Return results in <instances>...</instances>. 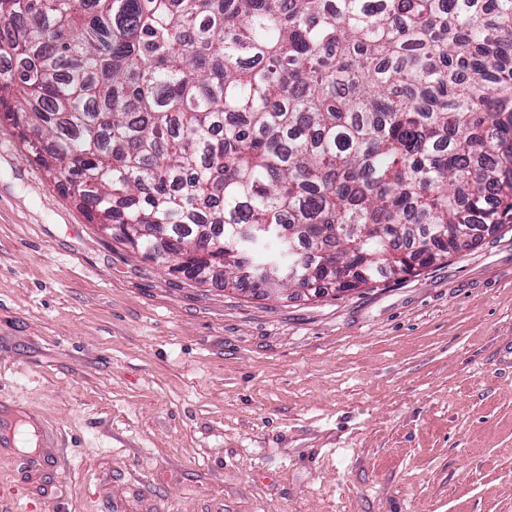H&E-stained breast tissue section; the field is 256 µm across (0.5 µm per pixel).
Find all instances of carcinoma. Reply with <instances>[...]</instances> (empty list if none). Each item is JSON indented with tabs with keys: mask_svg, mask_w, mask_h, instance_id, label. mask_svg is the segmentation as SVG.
Here are the masks:
<instances>
[{
	"mask_svg": "<svg viewBox=\"0 0 512 512\" xmlns=\"http://www.w3.org/2000/svg\"><path fill=\"white\" fill-rule=\"evenodd\" d=\"M0 98L86 215L224 227L238 288L415 274L512 223V0H0Z\"/></svg>",
	"mask_w": 512,
	"mask_h": 512,
	"instance_id": "1",
	"label": "carcinoma"
}]
</instances>
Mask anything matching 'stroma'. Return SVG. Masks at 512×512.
I'll list each match as a JSON object with an SVG mask.
<instances>
[{
	"label": "stroma",
	"mask_w": 512,
	"mask_h": 512,
	"mask_svg": "<svg viewBox=\"0 0 512 512\" xmlns=\"http://www.w3.org/2000/svg\"><path fill=\"white\" fill-rule=\"evenodd\" d=\"M0 512H512V226L228 291L118 247L0 117Z\"/></svg>",
	"instance_id": "obj_1"
}]
</instances>
